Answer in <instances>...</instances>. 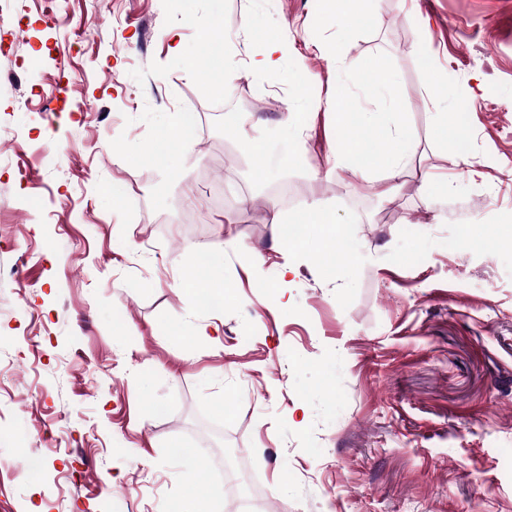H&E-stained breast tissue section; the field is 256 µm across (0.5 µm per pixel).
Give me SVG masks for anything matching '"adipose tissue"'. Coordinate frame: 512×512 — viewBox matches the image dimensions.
Listing matches in <instances>:
<instances>
[{
	"instance_id": "ef3b65f1",
	"label": "adipose tissue",
	"mask_w": 512,
	"mask_h": 512,
	"mask_svg": "<svg viewBox=\"0 0 512 512\" xmlns=\"http://www.w3.org/2000/svg\"><path fill=\"white\" fill-rule=\"evenodd\" d=\"M326 107L338 129L347 130L363 122L373 130L371 138L361 141L348 137L338 144L336 169H348L364 177L380 173L384 184L380 196L389 199L416 151L408 132L401 123L389 126L381 123L376 113L356 111L342 90L327 101Z\"/></svg>"
}]
</instances>
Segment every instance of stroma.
Instances as JSON below:
<instances>
[{"instance_id": "35a3bbf8", "label": "stroma", "mask_w": 512, "mask_h": 512, "mask_svg": "<svg viewBox=\"0 0 512 512\" xmlns=\"http://www.w3.org/2000/svg\"><path fill=\"white\" fill-rule=\"evenodd\" d=\"M223 2L8 0L0 270L23 272L0 277V512H229L210 431L267 512H512V0H365L344 36L321 0ZM208 26L234 75L190 72ZM274 38L281 71H248ZM377 61L402 116L358 79ZM340 86L416 143L391 201L332 170ZM305 98L297 144L278 121ZM189 104L185 150L168 127ZM314 205L349 255L275 247L274 215ZM224 240L217 311L180 276L207 280Z\"/></svg>"}]
</instances>
